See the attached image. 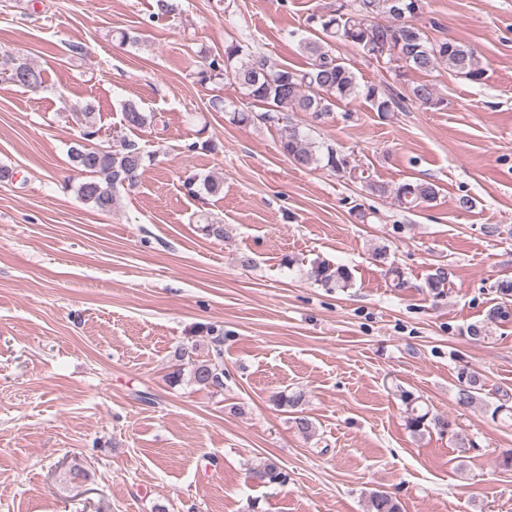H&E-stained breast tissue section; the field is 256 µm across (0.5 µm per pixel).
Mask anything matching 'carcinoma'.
I'll return each mask as SVG.
<instances>
[{
    "label": "carcinoma",
    "instance_id": "carcinoma-1",
    "mask_svg": "<svg viewBox=\"0 0 512 512\" xmlns=\"http://www.w3.org/2000/svg\"><path fill=\"white\" fill-rule=\"evenodd\" d=\"M413 3L414 0H398L395 4L388 0H345L327 15L312 16L310 22L324 35L348 42L367 56L378 58L386 54L389 60L401 63L406 69L425 74L445 65L473 83L482 81L484 68L478 52L456 41L430 39L410 10ZM378 12L387 16V21H374V14ZM303 49L309 67L295 70L272 63L247 44L232 41L224 47V58L212 59L199 71L202 83L218 75L233 80L250 104L260 106L262 112L236 109L232 120L243 125L257 120L276 127L281 149L298 166L309 167L318 162L316 151L320 147L300 132L289 116L291 112H309L318 118L330 114L336 102L359 95L383 117L402 109L408 100L434 107L444 103L435 85L428 80L409 86L406 95L388 86H361L354 71L334 56L319 36L305 39ZM0 78L32 91L41 89L43 84L42 71L28 63H14L1 69ZM79 112L83 117L82 142L68 150L71 161L86 174V179L76 187V193L92 208L108 212L112 209L116 188L136 184L143 166V154L135 142L125 139L110 150L88 146L87 142L99 134L100 128L91 104H84ZM122 117L129 129H140L156 121L155 114L144 112L134 103L123 105ZM323 157L330 169L347 171L345 156L337 153L335 148L325 146ZM369 188L373 192L393 195L399 204L408 208L432 203L439 193L438 187L428 181H406L391 189L371 183ZM351 279L350 270L344 266L333 269L322 264L317 267V281L324 285L334 282L336 286L346 288ZM190 364L191 375L197 384L224 386V359L220 346H215L205 359H194ZM483 387L478 372L461 373L457 403L470 406L481 400ZM429 423L442 434L453 432L457 427L456 420L449 415L431 418L426 413L413 411L407 418L408 427L414 432L421 431ZM249 477L269 484L284 482L283 472L275 463L250 470ZM367 512H400V507L387 491L375 490L369 494Z\"/></svg>",
    "mask_w": 512,
    "mask_h": 512
}]
</instances>
